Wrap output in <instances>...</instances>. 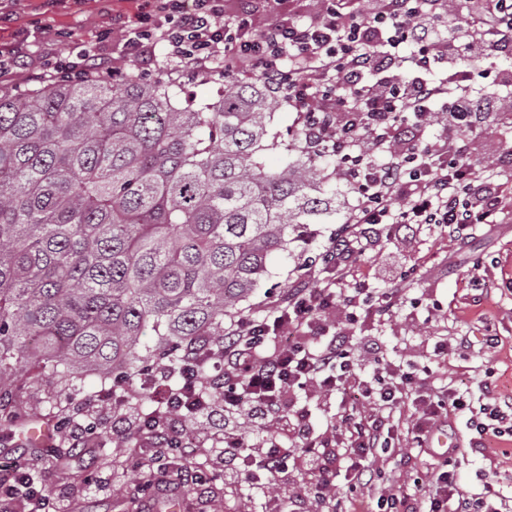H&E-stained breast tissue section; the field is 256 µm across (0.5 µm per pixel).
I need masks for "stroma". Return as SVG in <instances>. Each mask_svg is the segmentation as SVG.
I'll return each mask as SVG.
<instances>
[{"instance_id":"1","label":"stroma","mask_w":512,"mask_h":512,"mask_svg":"<svg viewBox=\"0 0 512 512\" xmlns=\"http://www.w3.org/2000/svg\"><path fill=\"white\" fill-rule=\"evenodd\" d=\"M139 0H68L59 7L51 0H25L10 21H0V41L23 32L34 51L56 45L67 54L73 45L101 42L108 51L120 52L123 38L111 33L112 16L136 12ZM270 133L279 143L265 159L268 167H280L288 158L298 115L287 105L272 103ZM478 162L497 160L495 179L502 188L504 212L499 223L475 225L469 237L449 241L431 224H378L365 243V253L355 266L357 281L365 287L388 290L389 312L361 314L358 321L338 310L332 326L357 338H380L388 360L428 367L435 386H451L479 399V384L493 372L501 393L512 395V158L506 150L512 138L505 136L495 114H486L481 125L465 134ZM314 242L305 259L273 255L268 272L245 304L246 315L262 317L270 303L281 298L294 283L303 281L306 262L321 266L333 224L314 227ZM496 334L497 350L487 351L477 342L486 333ZM451 336H467L475 345L467 357L450 356L424 362L419 354L427 346ZM486 455L465 453L457 470L459 481L472 491L496 482L512 488V439H491ZM95 468L112 478L111 490L83 496L87 472L79 466L59 472L49 466L40 473L47 487L69 496L74 512H163L164 498L144 496L140 472L128 469L120 454L99 453ZM176 496L186 512H260L262 497H247L225 489L223 480L195 485L190 478L178 483Z\"/></svg>"}]
</instances>
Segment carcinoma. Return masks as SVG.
<instances>
[{"label": "carcinoma", "instance_id": "1", "mask_svg": "<svg viewBox=\"0 0 512 512\" xmlns=\"http://www.w3.org/2000/svg\"><path fill=\"white\" fill-rule=\"evenodd\" d=\"M176 97L135 74L0 94V426L26 423L24 395L45 379L125 387L177 368L201 336L223 352L224 318L270 257H302L309 225L343 219L336 170L302 145L266 166L278 143L253 84Z\"/></svg>", "mask_w": 512, "mask_h": 512}]
</instances>
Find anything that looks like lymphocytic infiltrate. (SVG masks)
I'll use <instances>...</instances> for the list:
<instances>
[{
  "mask_svg": "<svg viewBox=\"0 0 512 512\" xmlns=\"http://www.w3.org/2000/svg\"><path fill=\"white\" fill-rule=\"evenodd\" d=\"M232 18L224 0H143L135 15H116L126 29L119 56L97 45L73 48L63 60L33 59L24 40L0 42V86H13L19 72L75 79L91 72L125 78L124 65L149 69L157 48L180 75L207 82L242 72L301 118L299 134L311 153L333 152L356 204L344 231L330 245L341 259L336 278L289 289L271 318H241L224 330V353L214 358L206 342L185 349L179 371L151 368L140 381L157 416L142 420L130 396L74 408L64 445L89 448L102 432H138L150 449L188 458L210 449L212 469L196 473L198 484L214 476L227 487L248 485L267 499L271 512H344L347 496L367 495L370 512H506L492 484L474 492L456 477L459 448L442 454L437 468L416 474L414 490L400 493L382 479L380 460L402 455L404 438L426 447L438 425L467 413L471 448L486 450L489 438L512 433L501 400L478 411L456 389L433 392L411 372L384 362L380 340H356L330 331L337 308L369 304L384 311L386 296L366 288H337L362 254L366 228L375 224H439L448 238H466L476 224L498 223L503 212L498 186L485 182L460 133L488 112L512 124V105L495 91L512 87V70L497 71L493 89L469 90L471 68L512 52V0H472L464 28L449 25L444 0H373L369 13L352 0H317L302 20L262 22L254 0H235ZM415 47L399 54L403 44ZM441 103L452 118L434 141L419 139ZM373 361L371 377L362 364ZM341 393L351 409L342 425L348 435L347 495H340L318 433L298 408V392ZM416 409L406 433L393 425L405 402ZM38 465L18 458L0 467V503L25 500L27 512H72L34 477Z\"/></svg>",
  "mask_w": 512,
  "mask_h": 512,
  "instance_id": "1",
  "label": "lymphocytic infiltrate"
}]
</instances>
